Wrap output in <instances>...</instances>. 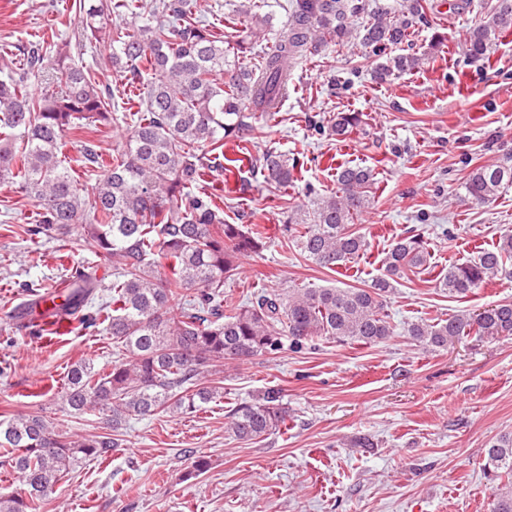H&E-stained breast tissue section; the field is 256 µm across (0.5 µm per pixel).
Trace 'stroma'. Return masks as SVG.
<instances>
[{"instance_id":"stroma-1","label":"stroma","mask_w":512,"mask_h":512,"mask_svg":"<svg viewBox=\"0 0 512 512\" xmlns=\"http://www.w3.org/2000/svg\"><path fill=\"white\" fill-rule=\"evenodd\" d=\"M64 2L0 0V51L39 40L51 49L77 44L81 20ZM456 2L433 0L427 24L412 36L414 51L432 53L420 71L376 82L371 60L352 46L332 45L295 64L279 111L257 113L260 135L247 146L256 157L276 150L297 158L291 186L274 189L258 167L209 186L224 201L226 223L257 225L269 237L262 254L225 282L228 305L261 290L366 287L384 273L390 244L420 233L430 265L395 282L387 308L394 336L372 345L322 339L225 364L221 398L190 414L129 418L111 462L73 467L34 512H492L484 450L512 434V337L472 334L432 350L406 334L416 322L512 301V278L463 298L437 283L450 265L512 232L511 185L488 204L465 188L475 168L512 153V34L499 38L489 60L466 59L461 40L496 0H471L463 10ZM128 112L115 106L107 127L67 133L63 155L80 184L95 178L83 143L105 155L123 146L133 129ZM339 112L359 113L360 128L342 141L315 132ZM337 163L370 168L374 181L370 207L354 224L366 253L329 270L283 234V210L309 208L308 188L336 191ZM34 216L17 184L0 183V415L37 414L73 436L104 433L98 411L69 412L60 398L73 364L110 369L111 336L92 329L41 336L20 313L32 291L63 282L79 265L93 267L100 295H110L112 267L80 226L34 235ZM271 388L281 392L286 426L260 440L230 435L232 410ZM363 436L371 448L354 447ZM198 456L209 469L187 477Z\"/></svg>"}]
</instances>
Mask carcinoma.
<instances>
[{
	"instance_id": "carcinoma-1",
	"label": "carcinoma",
	"mask_w": 512,
	"mask_h": 512,
	"mask_svg": "<svg viewBox=\"0 0 512 512\" xmlns=\"http://www.w3.org/2000/svg\"><path fill=\"white\" fill-rule=\"evenodd\" d=\"M122 8L133 18L150 9V19L126 29L111 26ZM192 0H79L82 38L107 37L108 63L131 74L129 93H138L134 132L105 159L84 145L85 164L100 170L89 192L79 188L61 160L66 131L85 120L106 125L114 92L95 73L36 43L24 62L12 63L0 80V179L17 176L19 189L34 202L35 234L81 224L92 247L112 266V297L102 310L87 304L99 288L90 268L78 266L68 280L59 310L85 329L102 328L123 353L108 371L81 361L68 372L61 404L76 412L108 413L112 433L73 438L39 415L18 412L0 422V467L20 474L25 495L0 496V512H29L36 499L53 493L70 466L81 460L103 463L121 447L119 429L131 416L191 412L224 394L218 377L228 360H247L281 349L286 337L295 349L320 338L338 343L377 344L394 335L385 311L394 278L425 270L431 257L419 234L402 236L384 258L385 274L366 288H293L284 295L266 291L237 306L224 307V281L243 256L261 253L267 236L258 228L224 223V208L203 186L238 176L247 157L224 153L228 141L247 143L258 128L249 119L280 103L294 64L331 43L357 42L377 60L373 77L387 82L419 70L426 54H392L427 21L428 0L399 5L370 0H294L288 18L259 62L247 60L252 41L240 37L224 47L209 25L193 17ZM368 19L359 27L354 17ZM512 31V0H496L490 19L470 29L462 50L472 61L486 57L503 33ZM151 72L137 86L142 71ZM36 78L46 92L34 95ZM361 124L359 114L339 112L329 130L344 139ZM296 163L276 151L263 155L267 183L276 189L294 181ZM338 190L316 193L301 217L288 213L284 227L298 247L329 269L367 250L364 236L350 229L369 206L372 171L340 166ZM512 184V164L474 169L466 190L485 203ZM305 231H300V226ZM512 233L472 260L448 267L439 286L463 298L501 276L512 277ZM195 295L184 298L182 289ZM476 332L491 338L512 336V302L478 313H461L437 323L412 324L407 333L426 348ZM280 391L270 389L255 402L240 404L229 430L240 440L261 439L285 425ZM484 471L497 481L493 512H512V435L485 450Z\"/></svg>"
}]
</instances>
